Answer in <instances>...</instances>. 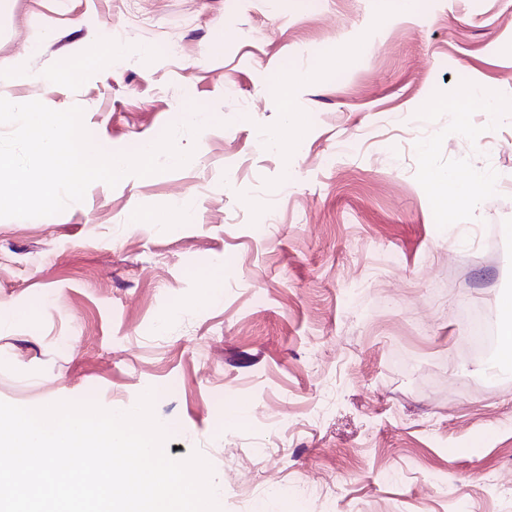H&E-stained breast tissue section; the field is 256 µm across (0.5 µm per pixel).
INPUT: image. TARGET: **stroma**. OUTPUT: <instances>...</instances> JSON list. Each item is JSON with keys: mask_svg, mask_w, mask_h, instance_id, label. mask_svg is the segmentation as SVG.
I'll use <instances>...</instances> for the list:
<instances>
[{"mask_svg": "<svg viewBox=\"0 0 512 512\" xmlns=\"http://www.w3.org/2000/svg\"><path fill=\"white\" fill-rule=\"evenodd\" d=\"M0 72L104 152H193L0 218V401L153 391L221 512H512L462 314L512 295V0H0ZM427 169L487 182L447 212Z\"/></svg>", "mask_w": 512, "mask_h": 512, "instance_id": "1", "label": "stroma"}]
</instances>
